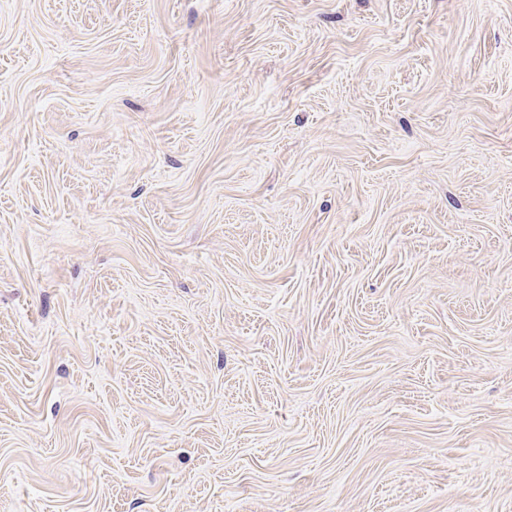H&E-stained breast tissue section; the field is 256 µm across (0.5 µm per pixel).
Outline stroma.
<instances>
[{
    "instance_id": "1",
    "label": "stroma",
    "mask_w": 512,
    "mask_h": 512,
    "mask_svg": "<svg viewBox=\"0 0 512 512\" xmlns=\"http://www.w3.org/2000/svg\"><path fill=\"white\" fill-rule=\"evenodd\" d=\"M0 512H512V0H0Z\"/></svg>"
}]
</instances>
